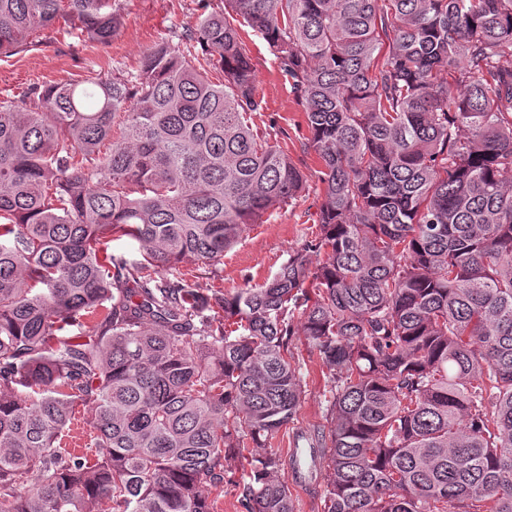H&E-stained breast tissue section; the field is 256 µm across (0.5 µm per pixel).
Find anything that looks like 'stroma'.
<instances>
[{
    "label": "stroma",
    "mask_w": 512,
    "mask_h": 512,
    "mask_svg": "<svg viewBox=\"0 0 512 512\" xmlns=\"http://www.w3.org/2000/svg\"><path fill=\"white\" fill-rule=\"evenodd\" d=\"M199 0H124L123 26L110 45L87 43L71 48L66 38L0 55V99L18 94L33 84L59 79L81 80L88 64L109 70L118 63L136 68L144 51L171 31L195 23ZM242 39L258 72L256 95L261 102L252 115L258 134L276 135L292 161L302 170L306 189L295 200L277 207L266 223L255 224L241 239L225 251L221 263L212 268L192 262L179 269L199 288L224 290L258 285L271 277L290 253L311 239L316 232L322 203L319 163L313 152L303 149L308 135L302 107L282 75L269 45L250 28H243ZM295 351L302 364L304 399L298 418L269 440L268 446L280 452L282 472L294 500L295 512H324L323 476L295 475L288 462L290 450L302 436L325 424L329 393L320 363L310 352L303 337H295Z\"/></svg>",
    "instance_id": "obj_1"
}]
</instances>
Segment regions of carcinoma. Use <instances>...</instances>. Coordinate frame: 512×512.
Here are the masks:
<instances>
[{"label": "carcinoma", "mask_w": 512, "mask_h": 512, "mask_svg": "<svg viewBox=\"0 0 512 512\" xmlns=\"http://www.w3.org/2000/svg\"><path fill=\"white\" fill-rule=\"evenodd\" d=\"M138 68L0 100V512H294L266 442L302 336L327 512H512V0H200ZM268 43L321 162L319 232L255 286L214 265L305 177L254 134ZM122 0H0V54ZM223 73L212 81L198 55ZM126 239L140 256L114 251ZM82 407L98 460L61 448ZM237 489L224 484L223 488L212 489L210 498L216 501L215 512H245L240 507Z\"/></svg>", "instance_id": "cac0c4a2"}]
</instances>
